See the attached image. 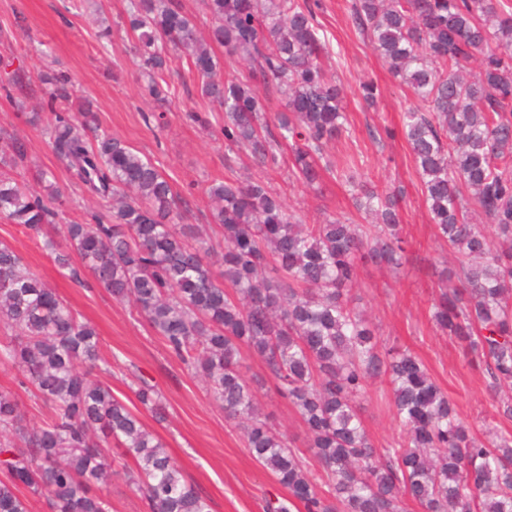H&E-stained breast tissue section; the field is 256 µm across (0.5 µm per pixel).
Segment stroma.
Instances as JSON below:
<instances>
[{
    "label": "stroma",
    "instance_id": "stroma-1",
    "mask_svg": "<svg viewBox=\"0 0 512 512\" xmlns=\"http://www.w3.org/2000/svg\"><path fill=\"white\" fill-rule=\"evenodd\" d=\"M319 3L316 21L330 42V65L344 90L347 118L345 132L328 143L324 153L335 161L355 160L367 185L401 190L400 234L408 243L400 268L361 270L353 303L381 339L409 348L423 361L475 433L489 427L512 433V420L497 415L491 406L482 370L431 320L433 300L458 261L435 236L408 144L399 136L376 135L386 127L399 129L401 115L412 102L410 90L357 30L352 0ZM126 10L127 0H0V87L12 77L20 79L13 99L0 90V131L26 144L28 161L15 170L18 180L32 184L38 170L54 173L65 192L61 223L85 222L81 184L53 152L41 128L30 125L14 106L18 100L39 102V76L51 71L70 76L74 102L91 105L101 130L148 155L174 191L189 196V223L212 241L222 235L211 221L205 190L228 177L265 181L308 224L322 223L329 215L352 224L374 223V214L357 210L350 186L335 175H325L313 188L290 178V147H282L277 165L265 168L257 166L248 151L226 147L220 132L224 114L217 103L200 95L188 58H173L166 75L171 89L167 102L143 97ZM104 30L110 32L109 40H100ZM367 81L379 89L372 107L361 97L360 86ZM193 112L205 116L208 126L191 121ZM0 241L11 244L43 282L96 328L102 356L115 363L108 380L113 395L162 439L186 479L208 498L212 512H263L267 500L284 497V489L249 454L242 431L226 419L204 383L169 354L134 307L117 302L97 284L72 286L57 271L41 238L19 225L0 219ZM244 365L269 425L307 452L304 428L287 399L276 393L265 363L248 354ZM140 377L161 391L164 420H156L137 400L134 388ZM368 385L364 425L381 448L397 439L400 429L380 399L381 378L369 379Z\"/></svg>",
    "mask_w": 512,
    "mask_h": 512
}]
</instances>
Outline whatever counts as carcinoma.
<instances>
[{
  "label": "carcinoma",
  "mask_w": 512,
  "mask_h": 512,
  "mask_svg": "<svg viewBox=\"0 0 512 512\" xmlns=\"http://www.w3.org/2000/svg\"><path fill=\"white\" fill-rule=\"evenodd\" d=\"M207 36L174 0H129L127 19L147 77L145 96L168 97L173 53L189 56L202 97L224 109L222 133L261 165L278 164L292 141L291 176L319 184L332 165L324 146L345 131L340 90L325 37L308 0H202ZM353 20L380 51L416 104L401 134L419 173L436 237L460 256L458 285H443L435 325L484 370L498 415L512 418V0H355ZM243 62L251 82L217 79L213 46ZM479 73L466 77L471 60ZM49 85L28 122L46 121L54 153L82 184L87 201L104 204L93 222L58 227L62 189L49 170L37 186L10 171L28 159L24 142L0 132V218L44 238L62 274L84 285L85 273L115 300L132 304L169 350L198 374L246 445L288 497L264 512H512V434L477 437L455 404L411 351L388 348L352 305L360 266L397 268L398 194L366 188L356 165L336 170L358 190L357 204L380 220L359 230L342 218L304 224L262 180L226 179L206 189L223 227L221 278L206 258L211 239L183 223L188 202L156 165L125 141L89 132L93 111L72 109L70 80ZM287 111L265 118L268 97ZM478 211L487 223L473 224ZM0 366L53 406L44 426L27 425L17 396L0 391V512H29L22 491L46 498L51 512H111L92 492L112 476L126 481L150 512H211L165 445L140 418L89 378L112 372L96 329L0 242ZM262 359L301 418L311 457L257 413L240 349ZM379 375L401 439L375 447L360 404ZM135 395L162 417V395L141 379ZM117 444L136 468H112L104 448Z\"/></svg>",
  "instance_id": "carcinoma-1"
}]
</instances>
